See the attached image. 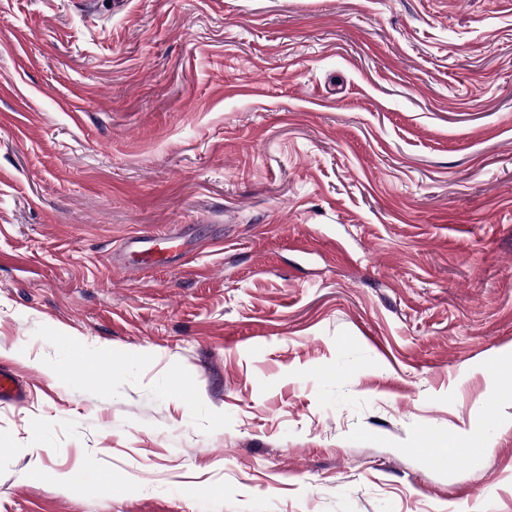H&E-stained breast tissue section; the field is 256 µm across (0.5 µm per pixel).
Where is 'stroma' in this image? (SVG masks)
Instances as JSON below:
<instances>
[{
    "mask_svg": "<svg viewBox=\"0 0 512 512\" xmlns=\"http://www.w3.org/2000/svg\"><path fill=\"white\" fill-rule=\"evenodd\" d=\"M0 361V512H512V0H0ZM163 239L165 243H176L180 236L178 233L168 231L153 236L132 237L128 241V259H122L118 262L121 269L131 273H140L145 265L163 268L167 267L171 261V249L178 245L160 247L158 239ZM23 393L22 385L13 371L6 365H0V402H17L21 400Z\"/></svg>",
    "mask_w": 512,
    "mask_h": 512,
    "instance_id": "35a3bbf8",
    "label": "stroma"
}]
</instances>
